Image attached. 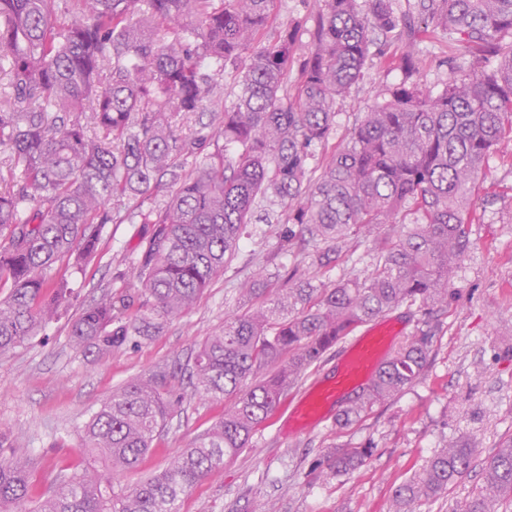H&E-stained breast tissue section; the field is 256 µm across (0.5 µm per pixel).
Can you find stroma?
<instances>
[{
  "instance_id": "35a3bbf8",
  "label": "stroma",
  "mask_w": 512,
  "mask_h": 512,
  "mask_svg": "<svg viewBox=\"0 0 512 512\" xmlns=\"http://www.w3.org/2000/svg\"><path fill=\"white\" fill-rule=\"evenodd\" d=\"M324 0H275L263 42L280 32H295L296 58L313 50ZM469 67L463 45L447 38L417 48L416 81L439 87ZM404 74L379 63L336 104V127L328 146L310 160L321 169L334 147L376 101L379 91L402 81ZM212 102L191 119H178L179 130H196L212 120L216 106L231 104L241 73H213ZM170 187L122 207L120 221L106 225L99 255L84 270L67 268L77 296L65 315L42 325L36 336L0 357V432L18 437L38 455L37 477L48 482L65 465L86 457L80 430L91 412L133 378L164 370L179 402L165 431L124 483L162 470L191 447L223 414L228 403L194 393L182 371L191 365L203 341L228 317L249 307L241 284L257 272L286 274L292 267L313 273L314 249L282 253L277 249L285 209L258 199V215L269 222L248 225L237 252L214 278L196 305L145 337L109 354L88 353L70 341L69 328L82 306L107 292L120 293L135 280L137 257L148 225L140 214L167 200ZM478 218L468 227L469 249L454 270L448 302L439 311L440 328L432 338L427 367L400 394L375 404L359 423L347 428L328 420L307 435L288 436L282 412L272 411L253 431L249 443L223 470L201 482L182 499L180 512H388L395 486L419 473L426 460L451 441H466L479 458L491 455L512 437V159L492 157L475 197ZM379 230H364L352 241L353 262L324 274L333 283L348 270L368 274ZM339 448H363L362 465L334 474L329 460Z\"/></svg>"
}]
</instances>
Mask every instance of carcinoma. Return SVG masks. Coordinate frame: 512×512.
<instances>
[{"instance_id": "1", "label": "carcinoma", "mask_w": 512, "mask_h": 512, "mask_svg": "<svg viewBox=\"0 0 512 512\" xmlns=\"http://www.w3.org/2000/svg\"><path fill=\"white\" fill-rule=\"evenodd\" d=\"M274 0H77L78 16L56 27L59 0H0V66L14 101L0 106V356L58 316L73 288L50 278L67 257L81 266L98 250L112 209L147 196L163 181L173 191L142 214L137 288L84 308L70 329L74 345L107 354L135 336H152L187 312L234 256L257 198L288 208L281 250L312 242L321 268L341 260L367 227L400 226L374 250L371 275L333 284L315 275L260 281L255 308L224 322L200 346L190 375L195 393L233 396V407L158 474L119 485L154 447L172 405L170 375L128 382L88 418L80 446L105 470L67 467L48 491L36 485L39 460L0 433V512H179L182 496L246 447L281 394L299 385L353 328L407 304L426 310L423 328L338 414L361 421L373 404L410 387L422 373L438 320L429 307L448 301L453 270L476 221L473 192L489 158L512 144V0H419L421 23L395 13L392 0H325L316 43L300 68L295 98L284 80L295 34L260 42ZM408 49L397 60L405 80L378 94L319 174L314 149L328 144L337 100L365 66L386 60L396 30ZM463 42L468 73L441 89L412 77L414 47L434 33ZM244 66L237 99L218 113L207 137L181 134L173 121L202 111L213 89L206 62ZM99 130L88 135V126ZM202 165L183 159L207 141ZM414 216L411 222L407 216ZM138 303L134 315L127 314ZM264 376L243 391V382ZM365 448H338L336 473L359 467ZM477 449L465 441L430 457L396 486L390 512L440 497L470 477ZM477 493L456 512H493L512 502V438L482 464Z\"/></svg>"}]
</instances>
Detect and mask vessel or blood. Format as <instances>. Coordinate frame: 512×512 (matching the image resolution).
<instances>
[{
    "label": "vessel or blood",
    "instance_id": "vessel-or-blood-1",
    "mask_svg": "<svg viewBox=\"0 0 512 512\" xmlns=\"http://www.w3.org/2000/svg\"><path fill=\"white\" fill-rule=\"evenodd\" d=\"M399 330L387 318L346 338L335 371L314 380L286 408L289 434L315 430L332 411L342 410L347 397L368 383L390 354Z\"/></svg>",
    "mask_w": 512,
    "mask_h": 512
}]
</instances>
